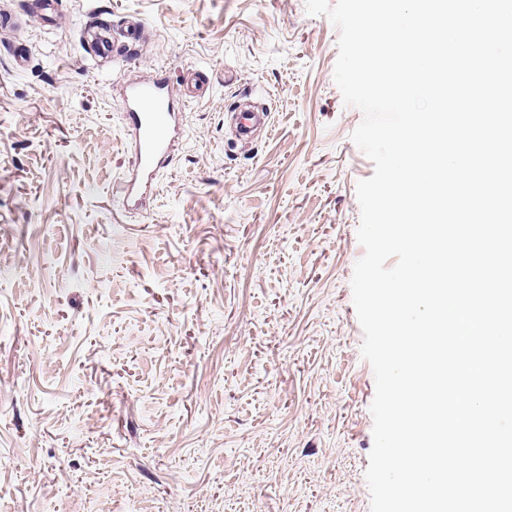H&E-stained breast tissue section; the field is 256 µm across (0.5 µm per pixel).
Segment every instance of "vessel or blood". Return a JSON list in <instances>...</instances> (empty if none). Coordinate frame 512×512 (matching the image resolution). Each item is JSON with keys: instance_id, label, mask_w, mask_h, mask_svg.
I'll list each match as a JSON object with an SVG mask.
<instances>
[{"instance_id": "vessel-or-blood-1", "label": "vessel or blood", "mask_w": 512, "mask_h": 512, "mask_svg": "<svg viewBox=\"0 0 512 512\" xmlns=\"http://www.w3.org/2000/svg\"><path fill=\"white\" fill-rule=\"evenodd\" d=\"M182 101H175L162 74L128 86L120 101L128 165L121 179V200L131 210L143 206L158 175L172 162V145L182 133L183 103L203 96L207 85L197 69H187ZM236 134L250 139L257 129L269 128L266 112H240Z\"/></svg>"}]
</instances>
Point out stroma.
Listing matches in <instances>:
<instances>
[{"label":"stroma","instance_id":"obj_1","mask_svg":"<svg viewBox=\"0 0 512 512\" xmlns=\"http://www.w3.org/2000/svg\"><path fill=\"white\" fill-rule=\"evenodd\" d=\"M0 0V512H370L362 112L305 0ZM149 29L112 71L87 22ZM29 59L23 69L15 51ZM210 89L124 209L120 85ZM271 134L232 142L242 99Z\"/></svg>","mask_w":512,"mask_h":512}]
</instances>
